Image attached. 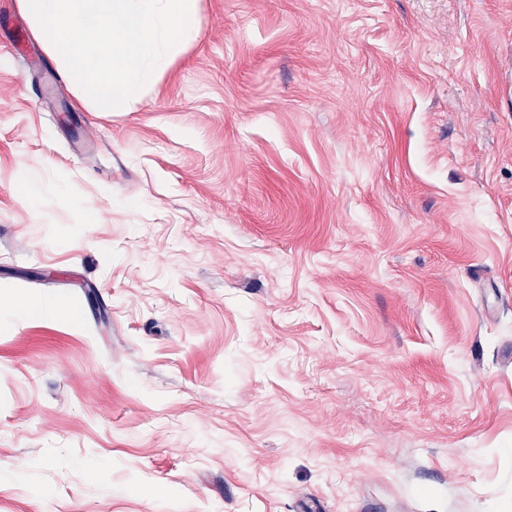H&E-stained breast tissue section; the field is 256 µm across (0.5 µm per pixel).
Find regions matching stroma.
Masks as SVG:
<instances>
[{
	"label": "stroma",
	"instance_id": "stroma-1",
	"mask_svg": "<svg viewBox=\"0 0 512 512\" xmlns=\"http://www.w3.org/2000/svg\"><path fill=\"white\" fill-rule=\"evenodd\" d=\"M200 8L102 113L0 0V297L66 301L0 512H512V0Z\"/></svg>",
	"mask_w": 512,
	"mask_h": 512
}]
</instances>
